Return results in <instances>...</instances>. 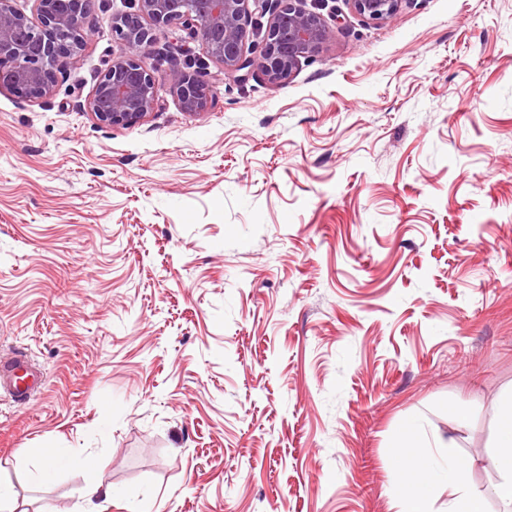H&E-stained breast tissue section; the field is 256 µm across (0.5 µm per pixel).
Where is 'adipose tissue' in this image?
Listing matches in <instances>:
<instances>
[{
  "label": "adipose tissue",
  "instance_id": "obj_1",
  "mask_svg": "<svg viewBox=\"0 0 512 512\" xmlns=\"http://www.w3.org/2000/svg\"><path fill=\"white\" fill-rule=\"evenodd\" d=\"M401 446L404 456L395 493L405 502L406 512H429L430 473L438 466L444 467L447 477L448 512H487L482 494L467 482L468 473L482 461L496 474V489L503 505L512 508V392L499 401L495 443L485 457L460 452L451 439L437 438L432 445H425L408 431L401 436Z\"/></svg>",
  "mask_w": 512,
  "mask_h": 512
}]
</instances>
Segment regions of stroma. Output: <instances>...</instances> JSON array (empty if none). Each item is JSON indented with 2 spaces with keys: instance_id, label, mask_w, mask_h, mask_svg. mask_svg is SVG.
I'll use <instances>...</instances> for the list:
<instances>
[{
  "instance_id": "35a3bbf8",
  "label": "stroma",
  "mask_w": 512,
  "mask_h": 512,
  "mask_svg": "<svg viewBox=\"0 0 512 512\" xmlns=\"http://www.w3.org/2000/svg\"><path fill=\"white\" fill-rule=\"evenodd\" d=\"M133 4L97 0L47 97L0 91V357L46 376L0 395L16 512L96 472L106 512H399V431L484 454L512 390V0H304L334 37L199 114L170 89L219 63L161 43V107L104 126ZM352 10L369 20L387 22L398 13L403 0H349ZM36 452L40 453L45 461V466L41 471L42 480L51 479L58 467L69 464L73 458L67 448L37 449Z\"/></svg>"
}]
</instances>
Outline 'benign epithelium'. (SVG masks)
<instances>
[{"mask_svg":"<svg viewBox=\"0 0 512 512\" xmlns=\"http://www.w3.org/2000/svg\"><path fill=\"white\" fill-rule=\"evenodd\" d=\"M36 18L0 0V90L38 100L55 86L60 62L76 55L92 29L95 0H33ZM301 0H135L136 10L112 16V35L125 52L112 59L82 109L102 125L134 126L154 112L159 90L143 58L160 36L174 27L199 38L205 53L220 63L214 80H248L260 69L274 84L286 82L301 60L313 56L332 37L325 18ZM403 0H349L369 20L387 22ZM271 17L263 29L254 15ZM252 37L263 44L259 58L246 54ZM171 93L190 114L207 109L213 84L184 73Z\"/></svg>","mask_w":512,"mask_h":512,"instance_id":"1","label":"benign epithelium"}]
</instances>
